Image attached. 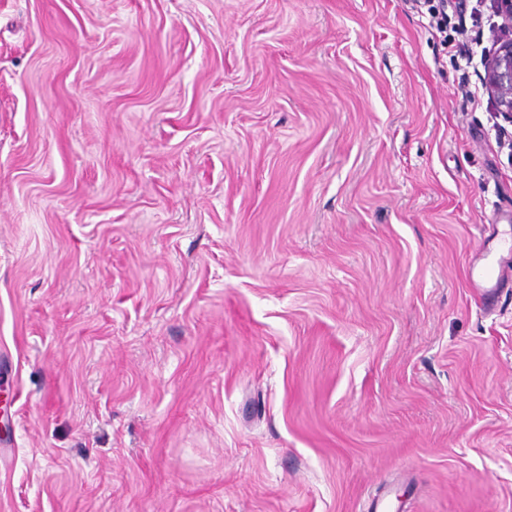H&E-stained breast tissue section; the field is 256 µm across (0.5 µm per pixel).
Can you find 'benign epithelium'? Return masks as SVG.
Returning a JSON list of instances; mask_svg holds the SVG:
<instances>
[{
	"mask_svg": "<svg viewBox=\"0 0 512 512\" xmlns=\"http://www.w3.org/2000/svg\"><path fill=\"white\" fill-rule=\"evenodd\" d=\"M505 34L486 52L483 86L503 120L512 124V0H495Z\"/></svg>",
	"mask_w": 512,
	"mask_h": 512,
	"instance_id": "obj_1",
	"label": "benign epithelium"
}]
</instances>
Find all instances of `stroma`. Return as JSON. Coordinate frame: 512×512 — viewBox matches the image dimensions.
I'll list each match as a JSON object with an SVG mask.
<instances>
[{"mask_svg": "<svg viewBox=\"0 0 512 512\" xmlns=\"http://www.w3.org/2000/svg\"><path fill=\"white\" fill-rule=\"evenodd\" d=\"M462 81L412 0H0V512H512Z\"/></svg>", "mask_w": 512, "mask_h": 512, "instance_id": "obj_1", "label": "stroma"}]
</instances>
